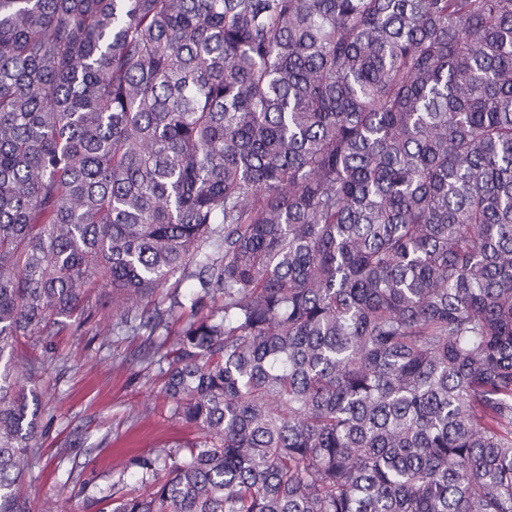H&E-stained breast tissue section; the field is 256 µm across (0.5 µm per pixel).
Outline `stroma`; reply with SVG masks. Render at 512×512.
<instances>
[{"label": "stroma", "instance_id": "stroma-1", "mask_svg": "<svg viewBox=\"0 0 512 512\" xmlns=\"http://www.w3.org/2000/svg\"><path fill=\"white\" fill-rule=\"evenodd\" d=\"M89 308L93 315L77 332L28 341L47 363L36 388L49 406L32 441L39 456L22 488L34 512L48 500L65 512H97L98 498L113 486L144 493L140 482L120 477L132 457L203 438L174 415L162 392L173 329L118 328L102 292Z\"/></svg>", "mask_w": 512, "mask_h": 512}]
</instances>
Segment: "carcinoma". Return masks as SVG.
<instances>
[{
  "label": "carcinoma",
  "mask_w": 512,
  "mask_h": 512,
  "mask_svg": "<svg viewBox=\"0 0 512 512\" xmlns=\"http://www.w3.org/2000/svg\"><path fill=\"white\" fill-rule=\"evenodd\" d=\"M106 289L206 441L98 512H512V0H0V512Z\"/></svg>",
  "instance_id": "carcinoma-1"
}]
</instances>
